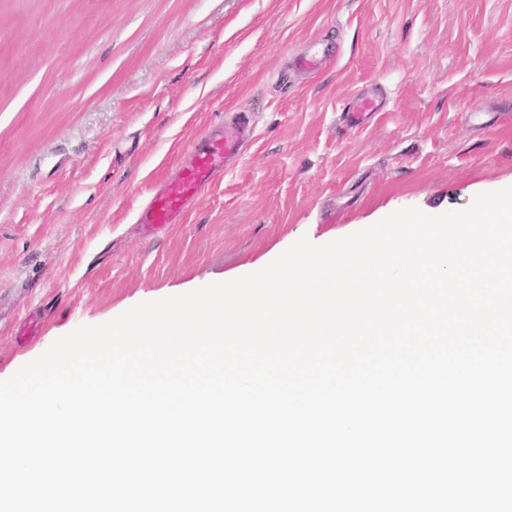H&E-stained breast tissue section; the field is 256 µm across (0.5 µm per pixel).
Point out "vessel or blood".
I'll return each mask as SVG.
<instances>
[{"label": "vessel or blood", "mask_w": 512, "mask_h": 512, "mask_svg": "<svg viewBox=\"0 0 512 512\" xmlns=\"http://www.w3.org/2000/svg\"><path fill=\"white\" fill-rule=\"evenodd\" d=\"M377 109L375 99L365 95L354 97L347 106L350 124L359 125L366 113ZM243 126L240 119L225 124L223 134L200 140L185 152L174 176L153 191L138 217L146 235L181 223L201 189L223 173L230 161L241 155Z\"/></svg>", "instance_id": "b4317fda"}]
</instances>
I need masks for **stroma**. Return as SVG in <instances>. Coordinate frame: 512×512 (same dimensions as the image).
Masks as SVG:
<instances>
[{
  "mask_svg": "<svg viewBox=\"0 0 512 512\" xmlns=\"http://www.w3.org/2000/svg\"><path fill=\"white\" fill-rule=\"evenodd\" d=\"M358 95L379 110L350 129ZM228 112L251 118L240 162L145 237L157 183ZM510 186L512 0H0V380L301 237Z\"/></svg>",
  "mask_w": 512,
  "mask_h": 512,
  "instance_id": "stroma-1",
  "label": "stroma"
}]
</instances>
